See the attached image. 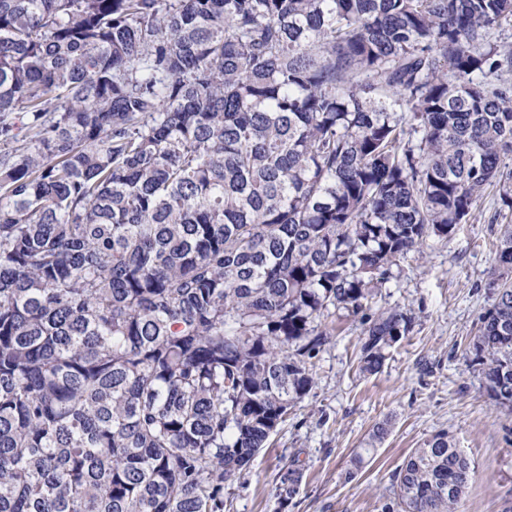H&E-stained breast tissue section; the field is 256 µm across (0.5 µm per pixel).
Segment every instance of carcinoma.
<instances>
[{"label": "carcinoma", "mask_w": 512, "mask_h": 512, "mask_svg": "<svg viewBox=\"0 0 512 512\" xmlns=\"http://www.w3.org/2000/svg\"><path fill=\"white\" fill-rule=\"evenodd\" d=\"M512 0H0V512H223L331 311L512 210ZM472 346L512 412V224ZM441 430L401 512H457Z\"/></svg>", "instance_id": "cac0c4a2"}]
</instances>
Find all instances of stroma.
<instances>
[{
	"label": "stroma",
	"instance_id": "1",
	"mask_svg": "<svg viewBox=\"0 0 512 512\" xmlns=\"http://www.w3.org/2000/svg\"><path fill=\"white\" fill-rule=\"evenodd\" d=\"M502 205L495 192L450 241L409 254L378 288L374 308L410 310L411 332L380 372L358 370L363 319L329 315V344L315 359V384L270 437L249 470L224 485L223 512H399L395 476L412 448L448 431L474 476L458 512H502L512 489V414L490 401L467 360L493 302L489 282ZM391 419L375 451L373 426ZM301 474L292 499L283 477Z\"/></svg>",
	"mask_w": 512,
	"mask_h": 512
}]
</instances>
